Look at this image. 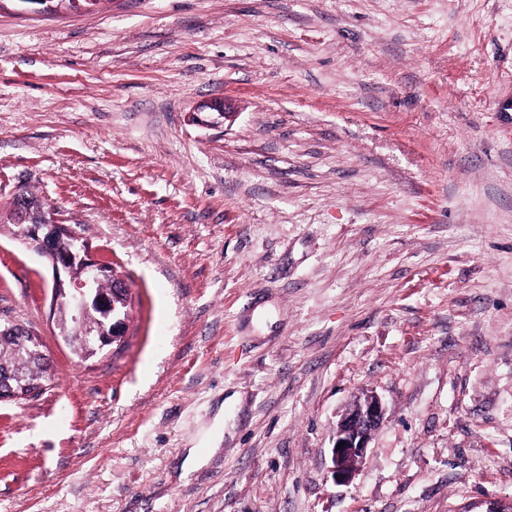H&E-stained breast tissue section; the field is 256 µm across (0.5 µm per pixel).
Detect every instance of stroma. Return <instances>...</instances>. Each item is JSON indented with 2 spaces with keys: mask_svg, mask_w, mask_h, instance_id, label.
<instances>
[{
  "mask_svg": "<svg viewBox=\"0 0 512 512\" xmlns=\"http://www.w3.org/2000/svg\"><path fill=\"white\" fill-rule=\"evenodd\" d=\"M219 97L231 122H192ZM21 189L130 284L93 357ZM0 324L55 373L0 403V512L512 500V0H0ZM98 314L92 310L87 316L86 321L78 323L73 320L68 308L60 309L56 315V324L59 333L67 336L69 344L74 347L75 353L84 355L87 351L86 336L88 324L99 320ZM385 419V410L376 396H366L346 412L336 427L333 454L335 476L349 477L360 462L374 433ZM341 443L340 449L337 444Z\"/></svg>",
  "mask_w": 512,
  "mask_h": 512,
  "instance_id": "obj_1",
  "label": "stroma"
}]
</instances>
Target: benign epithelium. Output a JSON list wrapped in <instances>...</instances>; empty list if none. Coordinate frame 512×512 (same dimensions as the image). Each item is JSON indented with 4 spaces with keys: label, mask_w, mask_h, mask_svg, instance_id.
Returning a JSON list of instances; mask_svg holds the SVG:
<instances>
[{
    "label": "benign epithelium",
    "mask_w": 512,
    "mask_h": 512,
    "mask_svg": "<svg viewBox=\"0 0 512 512\" xmlns=\"http://www.w3.org/2000/svg\"><path fill=\"white\" fill-rule=\"evenodd\" d=\"M202 111L207 112V118L199 116ZM228 117L230 113L227 112L224 101L213 100L198 106L197 112L192 114V121L202 126H211L226 121ZM16 197L20 216L17 237L46 255L53 268L54 287L50 309H55L59 303H67L73 310L74 318L81 319L89 306V301L93 300L105 313L113 311L114 307L94 293V285L102 279H110L116 287L123 288L126 286L123 277L115 273L111 266L92 260L86 241L72 228L57 224L50 218H44L39 222L30 220L27 200L19 193ZM64 237L71 239L73 250L69 255L59 257L55 255L52 245L56 239ZM21 342L28 354L45 356L38 336L25 328L22 329ZM38 393L39 390L31 388L25 377L18 373L7 387L0 388V402L27 399ZM384 419L383 405L380 399L373 395L358 401L354 408L343 415L334 436V443L341 444V447H332L335 475H352L354 466L363 459L372 436L381 427Z\"/></svg>",
    "instance_id": "obj_1"
}]
</instances>
